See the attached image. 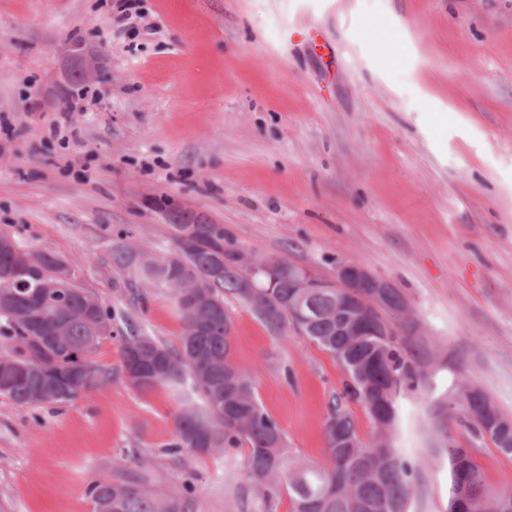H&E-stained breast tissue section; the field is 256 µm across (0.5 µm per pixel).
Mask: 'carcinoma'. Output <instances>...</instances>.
<instances>
[{
  "mask_svg": "<svg viewBox=\"0 0 512 512\" xmlns=\"http://www.w3.org/2000/svg\"><path fill=\"white\" fill-rule=\"evenodd\" d=\"M170 214L174 235L165 255L143 266L137 263L140 252L119 246L112 250V262L132 270L141 283L168 291L184 324L177 348L160 344L133 322L122 336L124 368L135 352L142 368L130 385L139 391L166 385L174 391L178 408L171 452L201 456L247 448L246 475L267 510L286 493L291 512H410L418 489L415 463L392 442L380 447L376 435L363 441L349 404L361 405L375 430L385 426L391 432L401 394L422 384L429 399L422 434L431 454L448 464L446 512H512V490L489 491L473 448L452 431L461 422L473 440L488 439L512 458V416L463 378L438 386L436 367L410 352L396 332L361 326L370 308V285L314 288L299 300L285 259L274 287L247 294L234 245H224V225L179 210ZM186 233L194 239L188 250L181 246ZM0 242V337L13 345L11 353L0 355V396L41 407L97 388L107 375L88 356L101 337L112 334V312L102 304L89 319L73 315L66 346L51 343L33 323L52 319L64 302L78 303L67 264L53 253L34 255L7 234H0ZM24 261L29 262L27 284L17 287L9 275ZM228 296L246 304L275 338L303 335L342 368L343 393L331 396L324 419L326 462L298 459L279 422L259 401L253 375L232 360V323L224 309ZM43 388L51 390L50 397L36 398ZM88 495L94 512H192L191 499L159 498L134 480L93 483Z\"/></svg>",
  "mask_w": 512,
  "mask_h": 512,
  "instance_id": "cac0c4a2",
  "label": "carcinoma"
}]
</instances>
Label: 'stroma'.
<instances>
[{"instance_id": "1", "label": "stroma", "mask_w": 512, "mask_h": 512, "mask_svg": "<svg viewBox=\"0 0 512 512\" xmlns=\"http://www.w3.org/2000/svg\"><path fill=\"white\" fill-rule=\"evenodd\" d=\"M76 41L101 65L77 90L59 81ZM0 115V234L54 251L113 316L91 354L109 382L39 408L0 397V512H93L90 482L138 475L160 497L192 487L193 512H260L246 449L170 452L176 402L122 370L127 320L180 342L170 295L112 262L119 245L164 254L170 207L329 280L364 266L402 295L408 348L512 416V0H142L131 19L113 0H0ZM224 307L233 361L297 455L325 462L340 366ZM399 404L410 510L444 512L424 389ZM473 456L489 489L512 488V459L488 441Z\"/></svg>"}]
</instances>
